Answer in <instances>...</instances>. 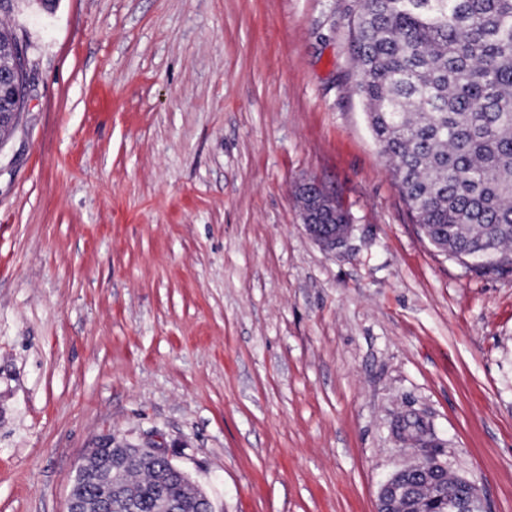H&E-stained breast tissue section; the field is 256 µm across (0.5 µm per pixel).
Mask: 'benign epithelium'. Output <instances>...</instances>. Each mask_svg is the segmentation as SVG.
I'll return each instance as SVG.
<instances>
[{
  "instance_id": "1",
  "label": "benign epithelium",
  "mask_w": 512,
  "mask_h": 512,
  "mask_svg": "<svg viewBox=\"0 0 512 512\" xmlns=\"http://www.w3.org/2000/svg\"><path fill=\"white\" fill-rule=\"evenodd\" d=\"M323 209L316 206L302 211V222L308 234L326 251H334L346 240L350 225L318 224L316 220ZM86 457L97 462L94 472L87 474L79 467L77 475L92 493L84 497L68 495L66 512H134L136 495L120 486L118 476L127 465L149 457L166 458L156 445H143L126 439L107 437L87 449ZM194 490L195 501L202 504L203 512H213L208 496L181 468L170 465ZM447 465L433 453L390 476L380 487L376 512H412L422 493L429 489L448 501V512H475L474 505L482 501L481 487L473 480L460 479L448 486Z\"/></svg>"
}]
</instances>
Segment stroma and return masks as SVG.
<instances>
[{
  "instance_id": "35a3bbf8",
  "label": "stroma",
  "mask_w": 512,
  "mask_h": 512,
  "mask_svg": "<svg viewBox=\"0 0 512 512\" xmlns=\"http://www.w3.org/2000/svg\"><path fill=\"white\" fill-rule=\"evenodd\" d=\"M349 0H12L0 137V512L159 444L214 512H376L421 418L512 512V273L433 249L381 157ZM317 179L353 230L307 233ZM25 103V78L15 87L11 95L7 96L5 112H12L7 118L1 116L0 134L13 128ZM325 209L316 206L302 211V222L308 234L326 251H334L341 247L346 240L350 224L348 215L336 202V209L329 211L334 214V224H318L316 220ZM336 225H339L336 230Z\"/></svg>"
}]
</instances>
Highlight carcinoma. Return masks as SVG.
Masks as SVG:
<instances>
[{
  "mask_svg": "<svg viewBox=\"0 0 512 512\" xmlns=\"http://www.w3.org/2000/svg\"><path fill=\"white\" fill-rule=\"evenodd\" d=\"M348 73L399 191L439 252L482 274L512 273V0H351ZM19 52L0 28V65ZM20 82L0 113L13 128ZM150 497L154 465L124 474Z\"/></svg>",
  "mask_w": 512,
  "mask_h": 512,
  "instance_id": "cac0c4a2",
  "label": "carcinoma"
}]
</instances>
